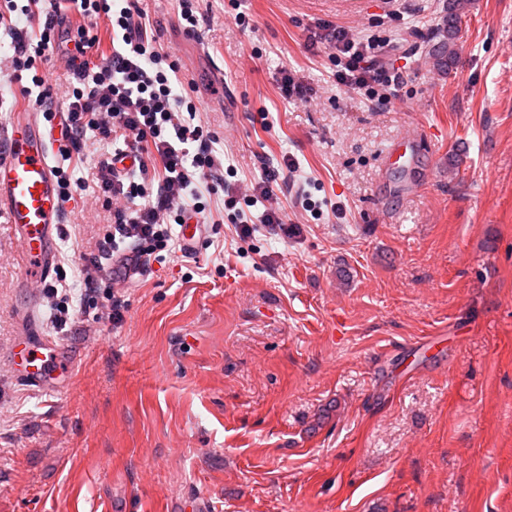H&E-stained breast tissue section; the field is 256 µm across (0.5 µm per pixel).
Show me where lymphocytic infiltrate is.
<instances>
[{
  "mask_svg": "<svg viewBox=\"0 0 512 512\" xmlns=\"http://www.w3.org/2000/svg\"><path fill=\"white\" fill-rule=\"evenodd\" d=\"M4 2L0 24H8L11 36L9 79L20 84L22 93L33 97L40 108L51 103L53 92L36 70L56 48V17L63 4H70L83 18L103 21L112 32V54L104 63L89 64L86 54L93 41L82 27L76 30L72 48L64 53L72 80L65 93L67 113L60 124L61 138L76 146L92 131L118 143L96 163L97 187L111 223L96 254L83 266L86 294L95 293L122 243H132L129 259L137 267L168 250L174 225L204 212L195 186L209 178L222 181L224 208L239 223L240 234L252 230L244 206L260 202L265 205L262 223L286 231L284 214L268 201L279 177L297 172V159L283 155L278 167L264 168L260 180L254 182H225L224 158L213 147L214 135L196 124L194 100L175 87L179 61L148 37L146 16L132 0ZM15 15L37 18V32L12 23ZM306 40L309 48L328 50L338 87L382 110L399 99L407 78L389 59L395 44L392 29L353 34L342 25L319 21ZM127 155L134 156L138 176L119 171L117 164Z\"/></svg>",
  "mask_w": 512,
  "mask_h": 512,
  "instance_id": "1",
  "label": "lymphocytic infiltrate"
}]
</instances>
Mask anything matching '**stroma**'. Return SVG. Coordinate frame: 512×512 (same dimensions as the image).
Listing matches in <instances>:
<instances>
[{"label":"stroma","instance_id":"stroma-1","mask_svg":"<svg viewBox=\"0 0 512 512\" xmlns=\"http://www.w3.org/2000/svg\"><path fill=\"white\" fill-rule=\"evenodd\" d=\"M139 5L238 178L298 160L275 192L298 231L261 224L258 204L239 236L204 195L219 232L101 285L124 318L92 320L79 268L110 216L86 134L70 165L88 189L61 212L47 279L68 295L60 330L0 215V512H512V0H468L452 70L429 40L394 51L407 83L390 110L336 86L305 41L320 19L371 27L388 0H241L246 29L230 0H199L193 34L178 0ZM284 67L311 103L282 96ZM411 131L426 153L381 172ZM27 312L69 366L58 389L5 364Z\"/></svg>","mask_w":512,"mask_h":512}]
</instances>
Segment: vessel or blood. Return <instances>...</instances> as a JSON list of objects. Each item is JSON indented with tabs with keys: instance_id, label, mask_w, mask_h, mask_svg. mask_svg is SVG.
Listing matches in <instances>:
<instances>
[{
	"instance_id": "obj_1",
	"label": "vessel or blood",
	"mask_w": 512,
	"mask_h": 512,
	"mask_svg": "<svg viewBox=\"0 0 512 512\" xmlns=\"http://www.w3.org/2000/svg\"><path fill=\"white\" fill-rule=\"evenodd\" d=\"M9 147L0 157V212L13 225L20 244L26 275L45 279L55 264L54 235L58 227V195L53 146L45 127L33 115L15 113L7 128ZM422 143L407 133L395 140L384 155L385 167L413 160ZM34 326H26L9 358L20 382L50 387L63 376L53 340L37 339Z\"/></svg>"
}]
</instances>
